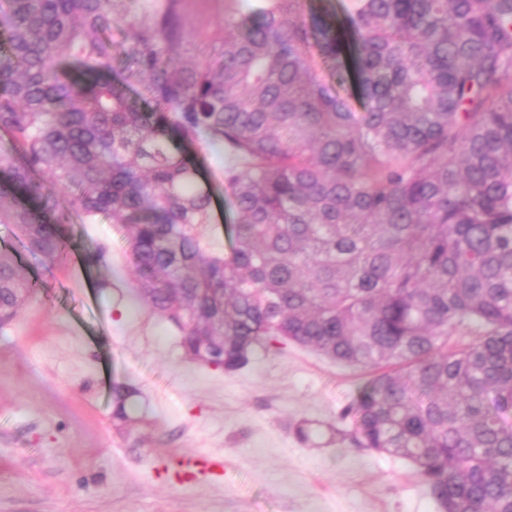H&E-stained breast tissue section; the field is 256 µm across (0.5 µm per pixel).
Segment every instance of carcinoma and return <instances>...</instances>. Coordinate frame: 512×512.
<instances>
[{"instance_id": "1", "label": "carcinoma", "mask_w": 512, "mask_h": 512, "mask_svg": "<svg viewBox=\"0 0 512 512\" xmlns=\"http://www.w3.org/2000/svg\"><path fill=\"white\" fill-rule=\"evenodd\" d=\"M228 2L186 66L179 0H4L0 224L49 263L74 216L125 226L136 290L191 359L234 372L293 343L375 368L351 442L414 464L439 512H512V0H349L342 20ZM198 138L238 215L223 254ZM33 294L0 250V323Z\"/></svg>"}]
</instances>
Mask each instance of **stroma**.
I'll return each instance as SVG.
<instances>
[{
    "label": "stroma",
    "mask_w": 512,
    "mask_h": 512,
    "mask_svg": "<svg viewBox=\"0 0 512 512\" xmlns=\"http://www.w3.org/2000/svg\"><path fill=\"white\" fill-rule=\"evenodd\" d=\"M227 7L180 0L183 60L223 35ZM196 157L213 194L208 235L223 249L236 215L221 155L200 146ZM65 230L70 252L45 263L0 224V250L37 287L0 326V512H438L409 462L340 436L369 370L296 345L232 373L191 361L178 328L137 296L124 231L77 219ZM119 385L137 391L125 427L112 418ZM182 454L222 465L165 474Z\"/></svg>",
    "instance_id": "stroma-1"
}]
</instances>
